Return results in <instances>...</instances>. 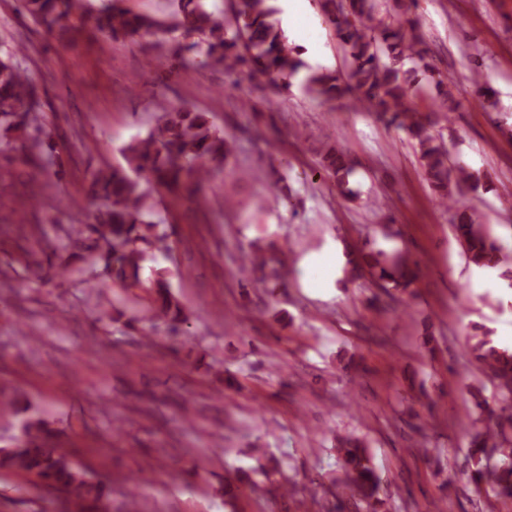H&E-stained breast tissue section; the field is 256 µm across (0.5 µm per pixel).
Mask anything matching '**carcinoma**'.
Listing matches in <instances>:
<instances>
[{"instance_id": "carcinoma-1", "label": "carcinoma", "mask_w": 512, "mask_h": 512, "mask_svg": "<svg viewBox=\"0 0 512 512\" xmlns=\"http://www.w3.org/2000/svg\"><path fill=\"white\" fill-rule=\"evenodd\" d=\"M207 0H178L172 19L132 13L122 0L87 15L86 0H21L24 12L47 33L74 39L86 27L105 37H163L176 33L193 37L191 47L211 67L240 81L255 71L270 73L285 84L300 72L303 62L288 43L274 19L273 0H224L222 12L205 6ZM329 23L346 49L349 71L342 78L333 71L311 70L303 81L306 94L328 103L350 100L366 105L380 119L399 122L415 142L421 165L439 201L456 208L457 236L468 259L478 267H494L499 248L480 224L473 209L462 201L465 185L477 186L480 175L451 160L443 135L432 133L435 118L456 109L453 79L439 81L431 93L418 79L430 68L422 37L406 28L416 0H318ZM56 128L46 123L37 100L36 85L15 54L0 55V155L14 150L12 143L39 149L40 156L55 163ZM125 165L100 169L87 181L86 192L98 206L91 219L79 222L65 241L46 243L41 252L67 254L64 263L47 270L44 261L34 262L32 275L39 281L66 280L74 273L86 274L84 282L97 288L101 274L124 293L146 292L145 311L154 327L176 333L189 321V314L171 290L166 271L159 269L150 280L142 279L146 249L171 250L169 235L155 219L150 190L143 183L172 192L182 181L208 179L224 165V136L209 123L206 114L165 100L156 103L154 124L144 137L132 138L122 149ZM321 166L346 195L353 171L349 158L337 147L324 149ZM419 264L407 254L393 259L380 252L360 253L350 262L348 274L360 279L369 274L383 291L407 289L418 277ZM482 369L499 390L496 407L483 400L478 406L495 423L476 433L467 450L473 462L470 481L492 494L501 508L512 507V352L492 344L487 337L473 345ZM0 416L21 421V434L0 448V471L37 479L64 496L69 512H112V480H93L83 466L55 441L52 429L32 407L28 397L14 388L0 396ZM342 485L350 492L357 512H383L379 491L381 479L365 442L358 437L338 440Z\"/></svg>"}]
</instances>
